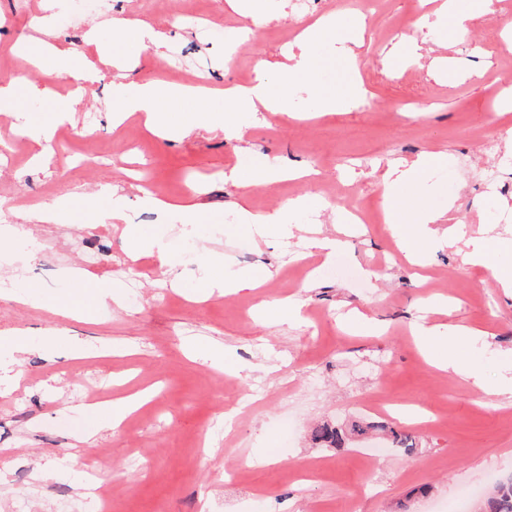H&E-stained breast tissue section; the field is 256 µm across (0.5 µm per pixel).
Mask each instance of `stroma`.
<instances>
[{
	"label": "stroma",
	"mask_w": 512,
	"mask_h": 512,
	"mask_svg": "<svg viewBox=\"0 0 512 512\" xmlns=\"http://www.w3.org/2000/svg\"><path fill=\"white\" fill-rule=\"evenodd\" d=\"M225 0H203L218 37L201 38L179 23L170 0H106L102 15L77 23L63 21L66 0H0V76L20 69L14 48L48 40L71 51L78 68L97 66L67 132L47 147L14 133L17 120L30 127L49 121L70 93L64 79L28 72L31 85L50 86L24 114L0 109V225H21L39 241L36 252L13 235L0 239V278L10 286L0 293V334H23L25 353L0 366V512H80L77 478L83 465L98 468L99 483L115 490L112 512H339L357 497L356 512H424L427 501H450L464 487L485 489L512 474V397L485 395L453 371L434 367L421 350V323H453L484 331L488 345L472 349L465 339L452 347L463 360L480 358L484 377L498 382L500 362L512 357V295L498 288L488 268L466 263L462 245L432 254L423 272L403 257L386 229L381 198L383 174L390 165L433 154L421 186L428 207L446 212L449 223L495 230L491 261L512 262V199L487 189L483 180L512 181V169L497 159L512 133V113L495 110L499 91L512 86V45L499 32L512 23V0H494V11L477 20L465 41L451 21L423 45L412 78L391 49H408L410 40L380 36L362 47L360 76L370 91L367 106L314 121H296L266 112L244 117L243 140L221 129L201 127L189 135L150 132L142 118L124 128L112 125L125 86L163 77L171 50L183 56L187 73L205 71L209 84L224 88L238 74H254L260 61H282L298 29L320 13L352 15L345 0H327L323 9L301 12L293 0H263L270 22L227 54L244 21L226 10ZM49 13L47 32L30 26L33 16ZM115 17L144 21L163 33L157 49L131 52L126 72L102 64L92 31L107 35ZM479 69L483 78H466ZM352 70L345 58L324 52L316 76L289 81L273 77L274 88L289 85L292 108L315 107L314 90L347 93ZM427 100L420 119L398 112L399 101ZM94 137H85L86 127ZM496 140L487 152L482 140ZM278 165L311 168L319 183L294 181L254 189L250 209L271 211L308 192L312 206L294 217L319 224L322 234L341 240L332 258L308 252L301 237L258 238L245 224H228L239 189L229 179L240 167L243 150ZM40 165H32L34 153ZM91 154L97 163L77 169L73 158ZM148 167L160 195L196 205L199 243L195 274H186L178 225L145 205L128 164ZM354 186L366 201L370 223H349L347 202L323 206L337 181ZM124 195L121 221L102 218L110 192ZM76 198L59 224L34 225L31 207L61 195ZM158 236L164 253L131 262L129 229ZM106 246L92 270L81 269L88 240ZM226 274L259 277L266 285L227 295L211 291L205 265L213 255ZM140 265L138 297L120 294L106 307L74 317L37 308L41 299L82 303L87 286L107 279L124 283ZM79 271V280L65 270ZM290 297L302 303L297 321H270L256 312L261 300ZM82 357H73L72 346ZM158 396L129 415L114 430L88 436L89 422L79 413L87 391L112 402L145 387ZM390 399L385 427L350 436L342 448L313 438L325 423L350 428L372 421L365 399ZM234 411L225 421V411ZM293 428L281 434L279 424ZM208 429L209 444L194 445V432ZM416 435L412 454L403 451L380 460L358 451L392 432ZM64 471H57L61 460ZM315 468L299 480L297 470ZM56 469L39 480L40 469Z\"/></svg>",
	"instance_id": "35a3bbf8"
}]
</instances>
